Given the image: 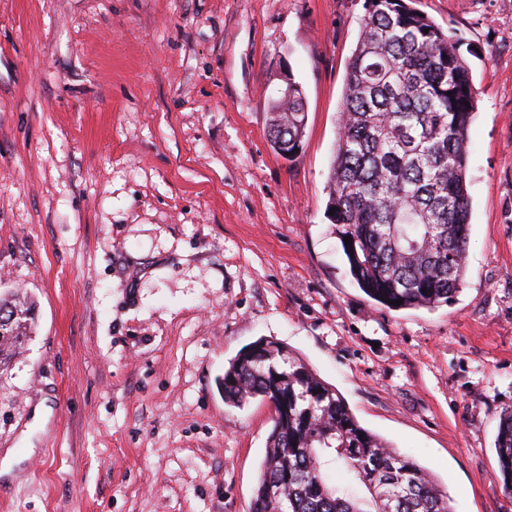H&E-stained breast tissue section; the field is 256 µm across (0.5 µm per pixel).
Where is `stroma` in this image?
<instances>
[{
    "label": "stroma",
    "instance_id": "1",
    "mask_svg": "<svg viewBox=\"0 0 512 512\" xmlns=\"http://www.w3.org/2000/svg\"><path fill=\"white\" fill-rule=\"evenodd\" d=\"M472 67L466 283L393 310L327 211L364 0H0V512H250L272 409L224 368L279 342L454 512H512V0H416ZM293 76V158L267 136ZM285 85L278 93L286 95L288 100L274 98L269 103L272 116L268 125V139L273 149L288 158L299 151L306 126V100L301 85L291 76L285 78ZM7 319L2 321L0 315V365L10 359L25 341L33 320L31 303L19 297L0 298V312ZM498 457V472L496 479L505 491H512V409H505L499 421L498 433L495 441ZM510 480V483H507Z\"/></svg>",
    "mask_w": 512,
    "mask_h": 512
}]
</instances>
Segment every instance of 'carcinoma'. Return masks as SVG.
Listing matches in <instances>:
<instances>
[{
  "instance_id": "cac0c4a2",
  "label": "carcinoma",
  "mask_w": 512,
  "mask_h": 512,
  "mask_svg": "<svg viewBox=\"0 0 512 512\" xmlns=\"http://www.w3.org/2000/svg\"><path fill=\"white\" fill-rule=\"evenodd\" d=\"M346 67L327 209L359 288L383 306L434 309L466 276L470 236L468 131L472 71L456 33L415 0H364ZM268 139L280 155L301 147L306 100L269 103ZM0 363L25 341L32 304L0 298ZM259 398L275 417L251 512H453L448 493L414 459L363 428L333 388L279 344L259 339L224 368V404ZM496 479L512 491V409L495 441ZM345 478L329 480L331 460Z\"/></svg>"
}]
</instances>
